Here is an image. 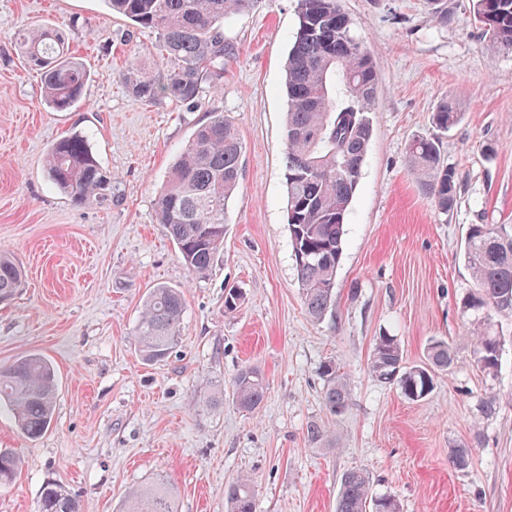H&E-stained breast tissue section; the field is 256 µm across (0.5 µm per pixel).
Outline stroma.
I'll return each instance as SVG.
<instances>
[{
  "label": "stroma",
  "instance_id": "35a3bbf8",
  "mask_svg": "<svg viewBox=\"0 0 512 512\" xmlns=\"http://www.w3.org/2000/svg\"><path fill=\"white\" fill-rule=\"evenodd\" d=\"M371 51L373 132L347 216L336 297L309 317L286 216L283 69L298 27L297 0H256L224 23L232 55L220 89L200 107L141 104L120 75L137 62L165 69L156 36L105 0H0V249L23 266V285L0 306V366L29 353L58 377L54 420L40 439L0 412V448L24 466L0 489V512H38L42 485L77 494L83 512H119L127 491L164 480L178 512H226L224 489L250 476L256 512H335L345 472L366 471L400 512H512V317L492 318L502 341L497 372L475 364L472 286L464 262L473 224H512V52L474 21L472 0H340ZM66 34L91 71L81 102H45L23 60L24 29ZM453 98L460 121L439 132L433 113ZM231 119L242 175L228 202L224 251L197 277L157 224L155 203L175 158L209 114ZM74 131L93 136L119 183L115 203L76 206L48 181L45 154ZM439 137L456 174L457 207L439 212L408 171V145ZM164 284L185 295L181 340L161 362L142 360L134 336L141 298ZM243 298L224 308L229 289ZM407 365L427 361L430 340L456 358L425 398L408 400L368 363L382 333ZM336 360L351 390L330 418L321 366ZM257 368L267 393L240 409L232 383ZM493 414H484L486 402ZM330 423L331 442L306 427ZM470 464L455 469L452 449Z\"/></svg>",
  "mask_w": 512,
  "mask_h": 512
}]
</instances>
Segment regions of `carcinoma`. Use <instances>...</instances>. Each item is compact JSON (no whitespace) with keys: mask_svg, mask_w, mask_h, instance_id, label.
<instances>
[{"mask_svg":"<svg viewBox=\"0 0 512 512\" xmlns=\"http://www.w3.org/2000/svg\"><path fill=\"white\" fill-rule=\"evenodd\" d=\"M113 13L156 35V48L169 67L157 73L137 64L123 73L128 95L137 102L168 99L187 109L197 107L204 86H219L224 61V21L250 12L254 0H107ZM474 16L490 41L512 51V0H473ZM299 25L285 63L287 98L284 178L287 224L307 313L322 319L335 299L336 273L343 252L347 213L358 185L372 136L370 105L377 74L370 51L352 33L340 0H298ZM26 63L38 67L45 101L65 112L82 98L89 79L83 63L57 33L28 30L20 34ZM448 97L437 106L435 125L447 130L460 120ZM243 145L235 125L224 113H210L185 145L168 172L156 201V219L170 236L182 263L197 276L206 275L224 249L228 202L241 176ZM409 171L438 210L457 204L454 172L443 165L439 144L417 138L408 146ZM49 181L74 204L112 201L120 197L118 182L103 171L86 132H73L54 141L45 157ZM463 257L474 287L464 298L463 311L479 315L471 332L479 368L497 371L501 338L491 332L492 314H512V224H473L468 228ZM23 282L16 260L0 252V302L10 301ZM185 310L183 293L159 285L142 303L135 328L144 358L165 360L181 336ZM444 341H433L428 363L404 365L396 338L375 339L369 360L374 377L397 383L410 400L432 392L435 373L454 363ZM323 403L330 416L349 408L351 392L333 360L321 368ZM56 372L39 354H27L0 367V406L12 414L20 432L35 441L50 428L56 406ZM266 384L255 368H244L234 379L233 398L245 411L264 402ZM22 461L9 448H0V488L15 482ZM227 512H255L253 481L240 476L224 492ZM40 512H82L79 498L55 481L43 484ZM124 512H177L174 496L163 482L132 491ZM336 512H400L389 496L371 491L369 476L358 469L346 472L336 499Z\"/></svg>","mask_w":512,"mask_h":512,"instance_id":"carcinoma-1","label":"carcinoma"}]
</instances>
